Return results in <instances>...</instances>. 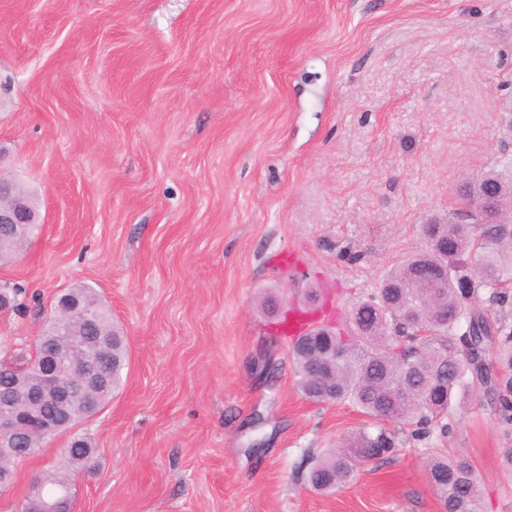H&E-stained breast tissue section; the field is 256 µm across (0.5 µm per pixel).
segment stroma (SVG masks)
I'll return each instance as SVG.
<instances>
[{
    "mask_svg": "<svg viewBox=\"0 0 512 512\" xmlns=\"http://www.w3.org/2000/svg\"><path fill=\"white\" fill-rule=\"evenodd\" d=\"M493 168L512 173V0H0V175L42 222L0 261L31 297L0 357L80 284L127 340L76 428L96 463L73 512H444L430 447L471 460L478 512H512V433L479 391L447 438L399 432L336 493L307 486L365 419L303 395L259 307L313 285L336 319ZM69 442L15 465L0 512Z\"/></svg>",
    "mask_w": 512,
    "mask_h": 512,
    "instance_id": "obj_1",
    "label": "stroma"
}]
</instances>
